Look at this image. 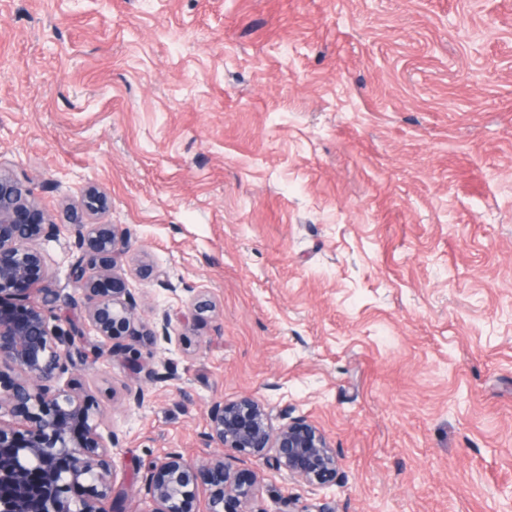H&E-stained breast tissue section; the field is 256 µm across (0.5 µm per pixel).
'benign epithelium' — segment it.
Listing matches in <instances>:
<instances>
[{
	"label": "benign epithelium",
	"instance_id": "obj_1",
	"mask_svg": "<svg viewBox=\"0 0 512 512\" xmlns=\"http://www.w3.org/2000/svg\"><path fill=\"white\" fill-rule=\"evenodd\" d=\"M69 232L80 252L68 265L73 292L49 291L47 305L31 303L29 291L41 280L44 258L30 241L58 236L61 227L34 203L22 179L0 169V299H12L24 313L21 319L0 313V366L16 373L7 383L0 380V409L13 417L0 420V448L7 449L0 456V484L9 488L0 497V512H116L115 438L98 431L93 403L59 385L79 330L50 329L46 309L74 307L87 314L99 334L96 358L112 355V340L119 336L150 345L171 323L164 311L150 326L136 324L137 305L123 282L88 277L129 249L119 225L102 224L90 236L87 225L75 222ZM208 418V438L224 454L200 464L171 453L149 464L143 481L151 512H250L256 479L232 468L241 457L270 462L288 479L321 490L336 485V450L310 421L297 418L275 427L265 405L251 397L215 401ZM201 490L202 511L196 507Z\"/></svg>",
	"mask_w": 512,
	"mask_h": 512
}]
</instances>
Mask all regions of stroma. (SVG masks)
Returning a JSON list of instances; mask_svg holds the SVG:
<instances>
[{
  "mask_svg": "<svg viewBox=\"0 0 512 512\" xmlns=\"http://www.w3.org/2000/svg\"><path fill=\"white\" fill-rule=\"evenodd\" d=\"M0 167L55 223L123 226L143 321L209 305L61 379L117 437L123 512L245 396L341 459L327 490L240 463L255 512H512V0H0ZM33 246L38 304L74 238ZM135 350L170 363L140 405Z\"/></svg>",
  "mask_w": 512,
  "mask_h": 512,
  "instance_id": "1",
  "label": "stroma"
}]
</instances>
